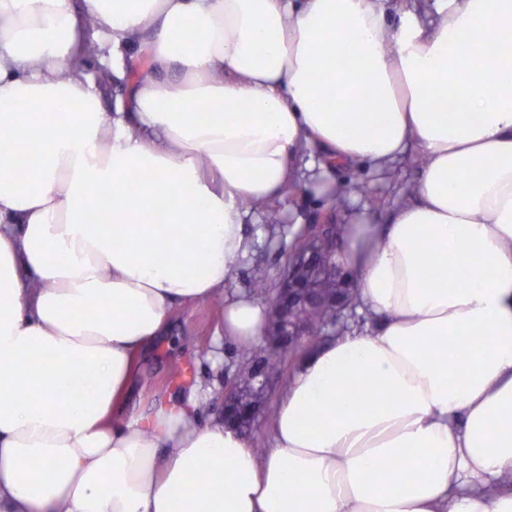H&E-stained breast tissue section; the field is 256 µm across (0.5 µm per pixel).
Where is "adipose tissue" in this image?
Listing matches in <instances>:
<instances>
[{
  "mask_svg": "<svg viewBox=\"0 0 512 512\" xmlns=\"http://www.w3.org/2000/svg\"><path fill=\"white\" fill-rule=\"evenodd\" d=\"M429 15L0 0V512H512V0ZM140 56L104 111L97 72ZM311 146L426 158L386 223L341 227L371 327L299 360L264 455L201 422L200 381L122 416L171 305L223 299L225 339L263 338L266 304L224 285L247 203Z\"/></svg>",
  "mask_w": 512,
  "mask_h": 512,
  "instance_id": "1",
  "label": "adipose tissue"
}]
</instances>
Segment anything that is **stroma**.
<instances>
[{
  "label": "stroma",
  "mask_w": 512,
  "mask_h": 512,
  "mask_svg": "<svg viewBox=\"0 0 512 512\" xmlns=\"http://www.w3.org/2000/svg\"><path fill=\"white\" fill-rule=\"evenodd\" d=\"M419 177V169L411 161L398 163L390 172L381 173L361 165H331L321 172L322 182L344 188L342 202L323 200L310 188L308 178L300 177L295 187L281 199L253 209L248 223L256 234L254 251L240 264L225 288L232 296L249 291L253 276L266 272L277 279L285 263L284 249L290 246L295 225L320 221L339 224L345 212L369 207L378 220H386L394 206L407 199ZM224 306L219 302L174 306L170 312V338L158 351L137 359V386L129 399L130 405L149 409L152 403L175 389L174 372L193 365L195 377L213 382L210 398L203 405L208 417L221 416L224 389L234 380L235 363L225 358L220 367H213L207 353L214 335L223 321Z\"/></svg>",
  "instance_id": "stroma-1"
}]
</instances>
